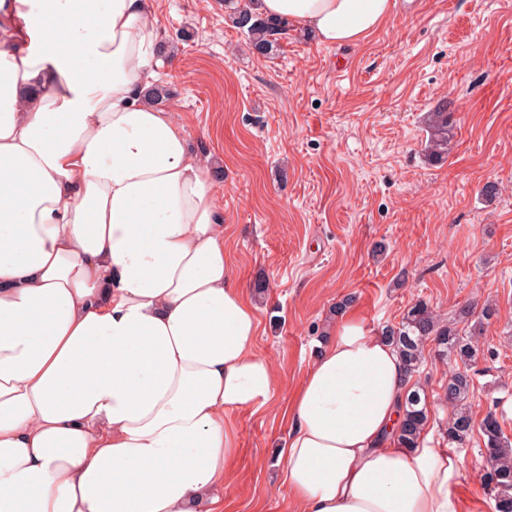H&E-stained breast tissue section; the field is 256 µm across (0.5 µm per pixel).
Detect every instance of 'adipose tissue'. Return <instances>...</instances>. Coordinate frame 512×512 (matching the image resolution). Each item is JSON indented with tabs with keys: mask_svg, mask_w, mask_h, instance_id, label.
Segmentation results:
<instances>
[{
	"mask_svg": "<svg viewBox=\"0 0 512 512\" xmlns=\"http://www.w3.org/2000/svg\"><path fill=\"white\" fill-rule=\"evenodd\" d=\"M391 0H260L326 45ZM0 46V512H212L227 415L273 406L206 158L145 98L146 0H13ZM342 312L288 403L294 512H461L464 462L388 440L412 388Z\"/></svg>",
	"mask_w": 512,
	"mask_h": 512,
	"instance_id": "adipose-tissue-1",
	"label": "adipose tissue"
}]
</instances>
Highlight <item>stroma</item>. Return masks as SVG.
<instances>
[{
    "mask_svg": "<svg viewBox=\"0 0 512 512\" xmlns=\"http://www.w3.org/2000/svg\"><path fill=\"white\" fill-rule=\"evenodd\" d=\"M243 2L147 0L168 47L153 65L160 107L208 159L225 261L276 374V409L229 415L236 452L216 512H291L278 466L284 409L348 296L376 333L419 300L443 318L492 305L468 405L477 424L496 410L512 438V0H396L363 42L325 45L293 25L264 53L229 18ZM442 106L453 138L435 162L425 117ZM415 380L425 430L447 447L446 368L433 345ZM459 453L461 512H494L477 478L480 432Z\"/></svg>",
    "mask_w": 512,
    "mask_h": 512,
    "instance_id": "stroma-1",
    "label": "stroma"
}]
</instances>
